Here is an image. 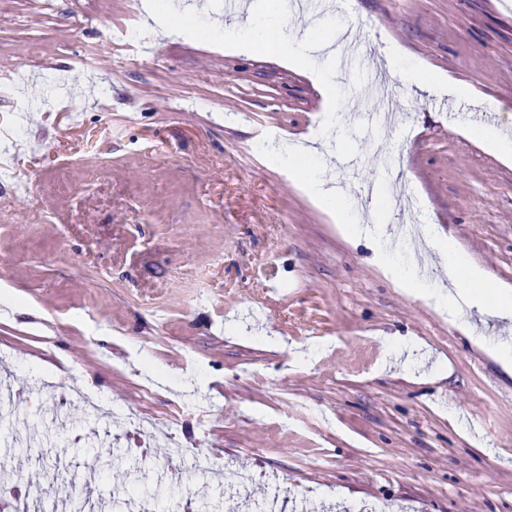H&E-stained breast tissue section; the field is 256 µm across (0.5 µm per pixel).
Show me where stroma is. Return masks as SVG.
Masks as SVG:
<instances>
[{"label": "stroma", "instance_id": "stroma-1", "mask_svg": "<svg viewBox=\"0 0 512 512\" xmlns=\"http://www.w3.org/2000/svg\"><path fill=\"white\" fill-rule=\"evenodd\" d=\"M144 2L0 0V68L19 71L0 93V289L22 309L0 313V391L26 389L33 416L47 383H79L223 462L226 481L253 471L255 500L279 475L302 512H512V378L261 150L268 133L313 140L297 162L339 205L368 184L418 202L362 223L437 225L512 285V162L477 137L512 139V0H309L279 28L310 41L331 96L274 34L227 48L162 32L182 13L253 27L252 11L168 0L152 21ZM390 43L423 78L387 66ZM89 49L97 68L80 65ZM431 73L473 96L429 93ZM202 267L197 305L183 284ZM394 333L407 342L390 352ZM190 394L208 427L183 413ZM75 435L13 463L42 482L83 466L113 512Z\"/></svg>", "mask_w": 512, "mask_h": 512}]
</instances>
